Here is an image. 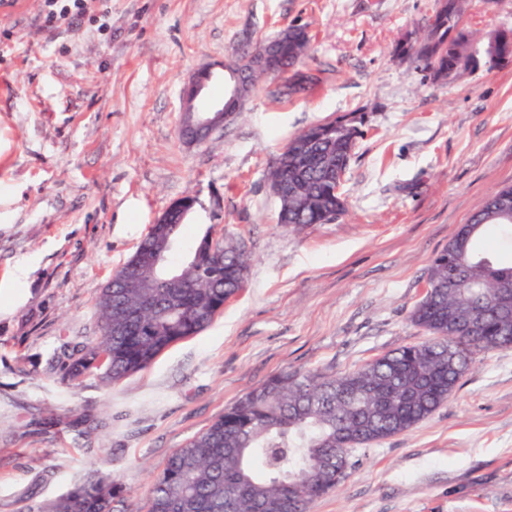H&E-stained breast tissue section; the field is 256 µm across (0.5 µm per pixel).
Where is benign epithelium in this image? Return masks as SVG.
<instances>
[{
    "label": "benign epithelium",
    "instance_id": "obj_1",
    "mask_svg": "<svg viewBox=\"0 0 512 512\" xmlns=\"http://www.w3.org/2000/svg\"><path fill=\"white\" fill-rule=\"evenodd\" d=\"M250 70L262 71L269 77H278L280 72L274 61V51L267 45L249 53ZM243 69L227 67V63L206 64L195 71L186 82L181 95V137L189 144L201 143L232 121L243 110ZM217 77L226 78L224 100L214 108L199 105L200 95L207 83Z\"/></svg>",
    "mask_w": 512,
    "mask_h": 512
}]
</instances>
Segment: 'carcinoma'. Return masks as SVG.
Returning <instances> with one entry per match:
<instances>
[{
    "label": "carcinoma",
    "mask_w": 512,
    "mask_h": 512,
    "mask_svg": "<svg viewBox=\"0 0 512 512\" xmlns=\"http://www.w3.org/2000/svg\"><path fill=\"white\" fill-rule=\"evenodd\" d=\"M468 0H434L420 35L399 52L413 57L422 80L447 84L482 64L491 71L512 57V30L483 38L463 27ZM305 27L288 26L277 45L288 70L309 56ZM317 81L303 76L278 89L281 97L304 93ZM356 112L311 126L285 145L288 157L313 139L321 164L300 170L281 160L268 176L288 191V223L297 229L326 224L346 211L338 182L344 179L362 136ZM183 223L154 224L134 255L115 273L96 301L99 336L71 358L72 380L94 371L107 383L147 367L172 344L205 330L224 302L243 288L248 256L240 245L205 234L179 265L172 254ZM490 228L512 238V185L489 197L448 242L428 270V288L410 312L429 338L400 346L364 366L325 376L283 370L224 411L206 430L169 458L156 478L147 512H307L308 505L354 470L351 449L367 448L407 432L448 401L477 352L506 349L512 341V310L499 312L493 298L512 287V261L478 241ZM174 278L151 301L138 283ZM484 303L477 338L460 315ZM455 350L452 363L441 355ZM127 491L97 469L44 512H114Z\"/></svg>",
    "instance_id": "carcinoma-1"
}]
</instances>
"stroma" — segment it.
Here are the masks:
<instances>
[{
	"label": "stroma",
	"mask_w": 512,
	"mask_h": 512,
	"mask_svg": "<svg viewBox=\"0 0 512 512\" xmlns=\"http://www.w3.org/2000/svg\"><path fill=\"white\" fill-rule=\"evenodd\" d=\"M432 4L92 0L49 26L42 0H0V512H39L94 468L145 512L172 453L272 375H338L426 340L410 312L432 260L512 184V65L439 85L396 53ZM467 22L512 29V0H471ZM292 24L318 84L284 100L266 80L208 141L184 142L187 76ZM359 108L346 213L278 223L267 171L288 139ZM187 195L174 260L207 230L232 236L244 288L147 368L68 382L102 288ZM354 456L308 512H512V348L477 353L445 404Z\"/></svg>",
	"instance_id": "1"
}]
</instances>
